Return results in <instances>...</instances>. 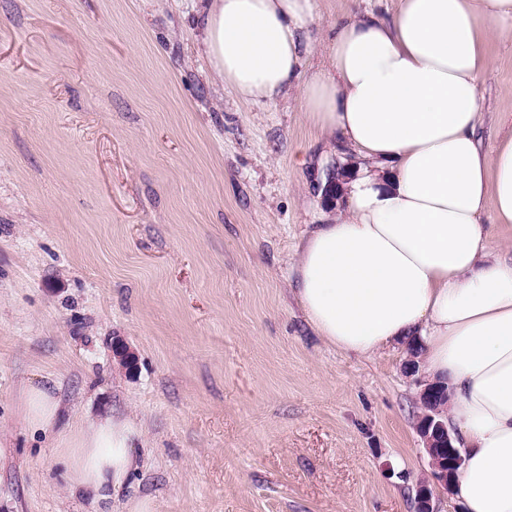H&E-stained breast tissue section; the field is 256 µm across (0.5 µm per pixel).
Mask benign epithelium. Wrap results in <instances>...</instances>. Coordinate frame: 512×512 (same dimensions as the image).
Segmentation results:
<instances>
[{
  "mask_svg": "<svg viewBox=\"0 0 512 512\" xmlns=\"http://www.w3.org/2000/svg\"><path fill=\"white\" fill-rule=\"evenodd\" d=\"M112 352L121 368L129 370L134 366L135 357L120 340L113 343ZM420 386L417 432L421 437L430 458L433 483L420 482L417 489L416 512H437L435 489L451 491L463 456L454 448L456 436L448 429V421L443 419L444 408L437 406L443 397L442 387L423 378L416 380ZM449 448L451 454L445 458L438 449Z\"/></svg>",
  "mask_w": 512,
  "mask_h": 512,
  "instance_id": "obj_1",
  "label": "benign epithelium"
}]
</instances>
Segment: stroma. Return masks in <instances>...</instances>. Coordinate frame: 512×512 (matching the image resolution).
<instances>
[{
    "label": "stroma",
    "mask_w": 512,
    "mask_h": 512,
    "mask_svg": "<svg viewBox=\"0 0 512 512\" xmlns=\"http://www.w3.org/2000/svg\"><path fill=\"white\" fill-rule=\"evenodd\" d=\"M196 6L0 0V512H97L15 416L42 379L73 418L143 422L131 492L159 512H416L430 467L404 347L336 351L291 290L338 158L296 99L221 89ZM316 6L328 24L397 0ZM487 53L493 137L512 127V39Z\"/></svg>",
    "instance_id": "35a3bbf8"
}]
</instances>
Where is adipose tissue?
I'll return each instance as SVG.
<instances>
[{
    "label": "adipose tissue",
    "instance_id": "1",
    "mask_svg": "<svg viewBox=\"0 0 512 512\" xmlns=\"http://www.w3.org/2000/svg\"><path fill=\"white\" fill-rule=\"evenodd\" d=\"M198 42L244 101L297 94L307 121L356 163L326 223L306 235L294 290L314 331L344 353L419 347L448 388L464 462L463 512H512V130L485 149L477 77L512 35V0H398L388 18L323 29L316 0H205ZM322 52L324 62L307 66ZM492 223H484L485 214ZM19 420L55 437L70 497L119 499L142 467L135 417L69 421L53 386L24 384Z\"/></svg>",
    "mask_w": 512,
    "mask_h": 512
}]
</instances>
